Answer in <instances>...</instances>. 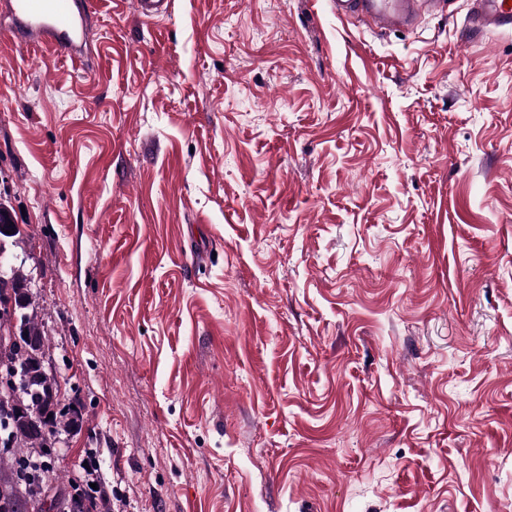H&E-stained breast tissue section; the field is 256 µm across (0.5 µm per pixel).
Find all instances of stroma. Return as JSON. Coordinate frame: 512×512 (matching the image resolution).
Returning a JSON list of instances; mask_svg holds the SVG:
<instances>
[{"label":"stroma","instance_id":"1","mask_svg":"<svg viewBox=\"0 0 512 512\" xmlns=\"http://www.w3.org/2000/svg\"><path fill=\"white\" fill-rule=\"evenodd\" d=\"M328 0L0 11V198L111 512H512V33ZM2 7L30 42L81 58L88 35L86 0H3ZM450 0H330L336 18H361L380 28L410 26L422 12L448 14Z\"/></svg>","mask_w":512,"mask_h":512}]
</instances>
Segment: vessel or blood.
Segmentation results:
<instances>
[{"mask_svg": "<svg viewBox=\"0 0 512 512\" xmlns=\"http://www.w3.org/2000/svg\"><path fill=\"white\" fill-rule=\"evenodd\" d=\"M337 18H360L380 28L410 26L421 13L447 14L449 0H330ZM30 42L81 57L88 35L87 0H0ZM467 25L512 33V0H470Z\"/></svg>", "mask_w": 512, "mask_h": 512, "instance_id": "obj_1", "label": "vessel or blood"}]
</instances>
